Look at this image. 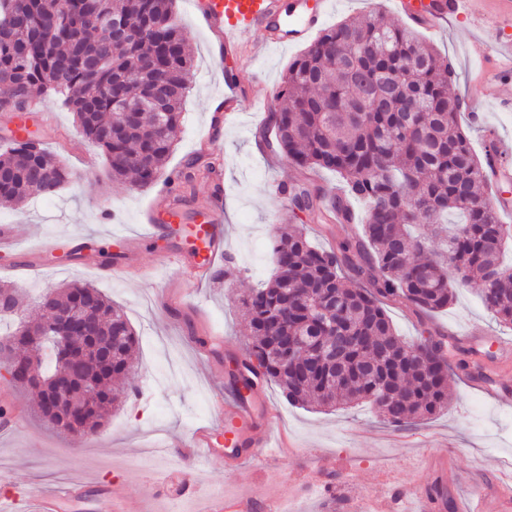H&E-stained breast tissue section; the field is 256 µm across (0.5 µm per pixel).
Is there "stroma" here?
<instances>
[{
  "label": "stroma",
  "instance_id": "1",
  "mask_svg": "<svg viewBox=\"0 0 512 512\" xmlns=\"http://www.w3.org/2000/svg\"><path fill=\"white\" fill-rule=\"evenodd\" d=\"M172 11L193 55V67L166 170L181 171L185 161L201 151L221 166L216 174L201 173L181 185L170 201L189 225L202 223L212 206L222 207L224 252L233 257L236 270L229 279L216 270L196 289L192 302L174 311L163 308L158 290L183 286L180 267L166 263L165 254L187 253L191 247L181 234L140 240L144 214L157 201L158 188L140 190L105 180V158L83 136L73 113L47 103L53 125L34 120L29 127L40 130L45 148L76 179L55 197L36 195L24 206L0 207V226L16 225L27 250L18 256L0 249V284L14 286L32 304L46 287L88 283L119 304L139 336L132 375L136 392L123 397L94 436L87 437L58 433L33 413V393L13 389L28 413L16 434H0V496L32 499L78 477L139 500L141 512H194L215 488L227 495L249 494L261 502L272 494L289 496L310 462L323 458L327 472H340L342 479L332 492L316 489L305 496L304 512H358L370 489L386 480L407 488L426 482L424 460L444 456L457 473L456 484L448 488L449 512H460L469 503L472 486L492 490L499 473L512 471V408L499 407L457 365L460 358L476 355L495 380L512 386V349L498 346L499 338L512 339V327L500 324L482 306L474 285L458 289L447 309L430 315L402 304L387 307L406 341L439 333L455 339L448 354L451 397L447 408L429 419L396 429L366 406L336 411L293 407L272 383L264 391L279 412L274 428L290 445L275 449L269 463L230 462L220 452L195 462L161 463L146 457V449L156 447L159 439L179 447L197 423L211 420L210 399L227 384V363L244 358L251 344L241 326L237 299L270 277L272 236L297 222L317 246L327 248L360 231L356 224L319 225L303 213L290 217L275 187L295 179L296 171L269 147L253 148L267 117L254 99L256 83L279 87L302 44L274 49L259 35L242 54L217 56L211 51L210 32L190 11L188 0H173ZM494 11V0H471L468 14L441 28L420 31L454 69L452 96L471 100L481 111L477 117L466 111L457 116L479 154L486 131L512 141V111L483 100L469 52L475 38L512 41V28L500 27ZM368 14L387 24L403 20L393 0H334L326 23L332 26ZM231 79L239 110L216 135L209 131V105L223 100ZM218 184L223 187L219 196L214 193ZM114 230L132 237L118 272L112 269L109 238ZM18 261L36 265V272L24 278L4 272V265ZM207 336L223 339L209 357L198 347L199 339ZM190 488L195 491L191 499L186 496Z\"/></svg>",
  "mask_w": 512,
  "mask_h": 512
}]
</instances>
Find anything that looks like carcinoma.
I'll return each instance as SVG.
<instances>
[{"mask_svg":"<svg viewBox=\"0 0 512 512\" xmlns=\"http://www.w3.org/2000/svg\"><path fill=\"white\" fill-rule=\"evenodd\" d=\"M173 0H0V106L27 120L33 89L66 106L83 135L105 155L114 184L130 180L140 189L164 174L174 147L192 68L184 39L172 21ZM130 27L127 40L97 26ZM160 77L167 90L165 112L150 109L130 119L113 93L138 99L148 81ZM451 64L407 25L384 26L372 17L327 28L288 65L282 104L269 116L275 151L308 174L281 192L292 213L338 224H361V232L324 249L295 226L272 241L276 271L261 288L239 298L252 337L246 357L230 376L238 389L273 381L285 399L322 408L367 404L397 426L448 406L447 347L441 335L423 343L402 340L383 307L399 301L435 312L454 301L456 290L479 283V298L501 323L512 325V266L501 261L512 226L499 222L480 188L493 164L489 150L479 158L457 123L458 102L449 96ZM413 102L416 118L403 110ZM0 152V203L20 206L34 193L53 197L73 173L42 146L28 126ZM336 173L340 193L324 201L311 176ZM366 205L357 219L349 198ZM450 213L463 222L444 241L456 265L428 256L435 235L447 231ZM349 271L355 284L344 281ZM56 307H84L94 336L78 335L83 353L74 384L97 390L82 417L100 425L115 402L114 383L128 378L136 332L121 307L87 283L45 290ZM328 313L327 332L351 343L336 363L319 354L326 336L303 352L289 336L311 334L318 308ZM112 337V369L95 362ZM37 393L36 413L59 433L44 408L42 386L19 383Z\"/></svg>","mask_w":512,"mask_h":512,"instance_id":"carcinoma-1","label":"carcinoma"}]
</instances>
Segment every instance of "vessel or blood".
<instances>
[{
  "mask_svg": "<svg viewBox=\"0 0 512 512\" xmlns=\"http://www.w3.org/2000/svg\"><path fill=\"white\" fill-rule=\"evenodd\" d=\"M468 0H396L399 13L423 19L428 26L456 17L465 9ZM333 0H303L297 20L288 32L289 42L311 38L323 25L332 8ZM193 7L204 19L209 31L222 35L227 51L234 52L253 43L256 34L271 23L280 21V0H193ZM471 53L483 67L484 97L500 102L502 107L512 109V101L499 96L501 71L512 68V50L503 44H488L473 41ZM499 162L488 182V198L496 200L497 184L512 178V143L497 141ZM175 207L168 206L151 211L148 215L146 239L152 240L166 235ZM194 231L201 242L198 253L187 258L185 277L189 282L201 283L209 280L215 270V262L224 252V226L221 210H213L204 222L195 225ZM214 408L218 420L213 424L196 426L186 447L170 450L160 446V458L177 454L181 459H198L212 456L216 449H223L226 457L250 460L271 458L273 440L270 424L276 417L275 410L249 392L227 388L224 396L216 397ZM435 477L431 484L419 488L415 493L424 512H447L448 466L435 464ZM87 483L80 479L42 491L35 499L36 512H66L67 505L85 502ZM98 512H134L129 503L118 493L103 491L94 500ZM207 512H253L251 496L218 497L213 499Z\"/></svg>",
  "mask_w": 512,
  "mask_h": 512,
  "instance_id": "vessel-or-blood-1",
  "label": "vessel or blood"
}]
</instances>
